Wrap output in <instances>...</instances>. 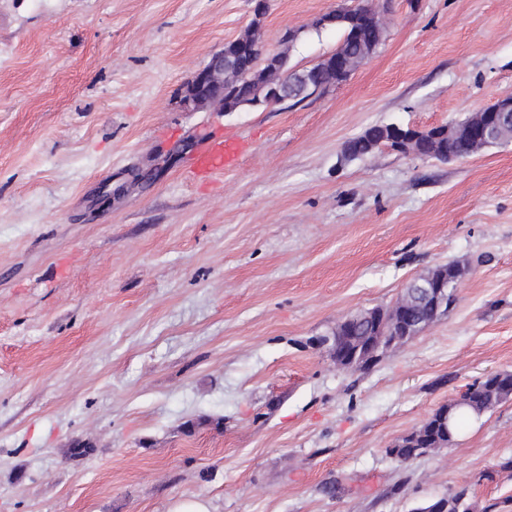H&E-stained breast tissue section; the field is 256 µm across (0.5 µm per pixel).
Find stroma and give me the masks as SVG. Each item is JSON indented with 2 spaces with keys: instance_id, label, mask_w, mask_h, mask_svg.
Returning <instances> with one entry per match:
<instances>
[{
  "instance_id": "35a3bbf8",
  "label": "stroma",
  "mask_w": 512,
  "mask_h": 512,
  "mask_svg": "<svg viewBox=\"0 0 512 512\" xmlns=\"http://www.w3.org/2000/svg\"><path fill=\"white\" fill-rule=\"evenodd\" d=\"M359 4L385 38L344 84L190 112L254 0H0V512H512V399L389 453L512 372V142L341 157L512 96V0H269L263 43L312 66L341 41L315 20ZM215 135L249 149L192 179ZM447 263V315L337 367V323ZM391 125H373L364 130L360 135L351 138L346 144L347 152L354 158L372 154L383 145H389L397 149L394 141Z\"/></svg>"
}]
</instances>
